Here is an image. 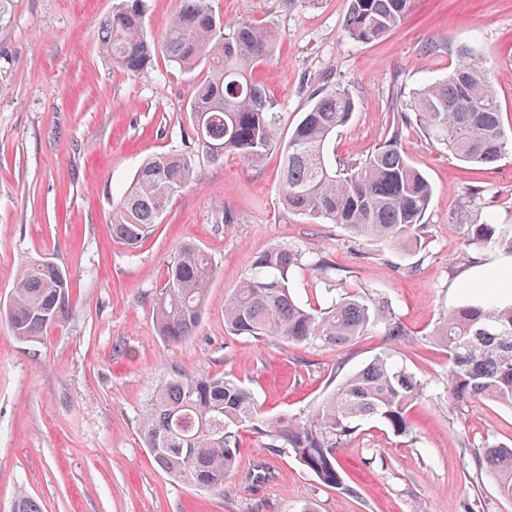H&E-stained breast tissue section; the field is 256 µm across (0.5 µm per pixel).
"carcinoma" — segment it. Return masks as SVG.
<instances>
[{
    "label": "carcinoma",
    "mask_w": 512,
    "mask_h": 512,
    "mask_svg": "<svg viewBox=\"0 0 512 512\" xmlns=\"http://www.w3.org/2000/svg\"><path fill=\"white\" fill-rule=\"evenodd\" d=\"M412 0H349L344 35L356 43L382 39L407 17ZM275 32L252 22L226 24L210 0H177L160 43L170 62L206 72L192 93V131L212 160L236 153L257 160L273 147L284 157L282 200L291 211L339 224L359 241L407 251L420 243L433 188L403 150L404 129L422 127L459 160L486 167L512 153L489 67L474 47L459 50L448 76L408 94L395 92L396 118L385 141L362 161L333 163L327 145L351 119L349 91L322 84L312 104L280 140L283 121L265 85L252 76L273 51ZM100 47L129 73L146 68L155 45L145 34L143 0H117L102 23ZM191 157L160 153L144 161L112 202V235L133 250L160 224L190 181ZM473 243L512 255V224H473ZM328 260L299 245L275 246L254 257L249 272L224 304V324L236 336L272 337L286 344L351 346L375 323L357 294L326 298L313 308L292 292L294 272L326 273ZM215 275L211 257L194 244L179 247L155 302L159 335L176 344L202 320ZM70 308L69 280L42 259L25 267L3 313L14 338L34 342L61 324ZM385 335L407 336L395 317H383ZM448 354V395L459 406L490 401L512 409V306L467 305L448 311L428 336ZM423 386L388 354L345 376L311 410L265 418L253 394L225 376L159 377L139 417V434L165 474L195 487L223 490L238 473L239 430L250 427L267 447L288 450L320 483L342 484L336 454L363 423L374 419L397 436L411 433L409 412ZM475 482L490 476L498 497L512 504V448L482 443L473 449Z\"/></svg>",
    "instance_id": "carcinoma-1"
}]
</instances>
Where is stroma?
I'll list each match as a JSON object with an SVG mask.
<instances>
[{
  "label": "stroma",
  "mask_w": 512,
  "mask_h": 512,
  "mask_svg": "<svg viewBox=\"0 0 512 512\" xmlns=\"http://www.w3.org/2000/svg\"><path fill=\"white\" fill-rule=\"evenodd\" d=\"M115 0H11L0 25V301L22 267L47 258L71 281L62 326L23 343L0 318V512L18 494L42 512H512L492 480L476 484L474 446H512V409L448 395V356L427 336L448 310L512 303L494 294L492 273L512 255L470 245L475 224H512V155L489 167L458 161L420 126L403 146L431 182L421 245L405 255L351 238L337 224L292 213L279 190L283 157L257 164L233 153L219 161L195 142L187 106L197 74L155 52L140 73L99 50L100 22ZM227 22L271 26L278 44L256 76L292 127L310 91L328 81L356 102L330 150L365 158L384 140L393 92L444 77L462 47L492 66L506 132L512 134V0H412L405 22L369 44L343 33L348 0H212ZM178 151L193 177L154 232L134 250L113 238L112 192L139 164ZM233 223H225V212ZM208 253L216 276L193 336H159L153 302L178 247ZM296 244L333 266L327 278L296 271L293 293L311 305L323 288L356 293L389 312L408 336L394 342L376 324L349 348L299 346L229 333L224 303L252 258ZM392 355L423 394L410 435L371 423L339 453L342 488H328L287 452L240 432L239 476L223 491L201 490L161 472L138 432L159 375H228L255 395L265 416L312 408L374 356ZM264 463L271 479L245 485Z\"/></svg>",
  "instance_id": "stroma-1"
}]
</instances>
